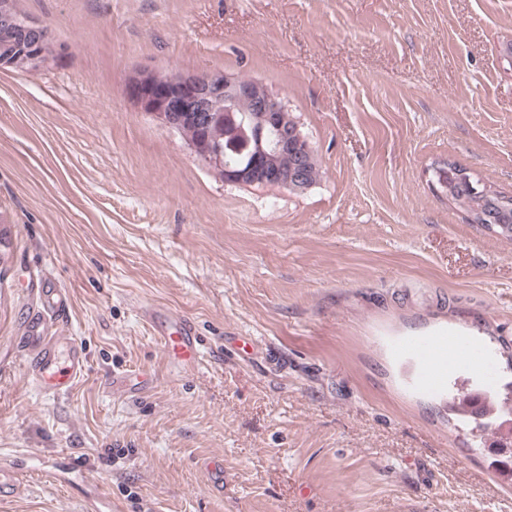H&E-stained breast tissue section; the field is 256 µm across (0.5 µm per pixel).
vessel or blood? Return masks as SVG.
Wrapping results in <instances>:
<instances>
[{
  "mask_svg": "<svg viewBox=\"0 0 512 512\" xmlns=\"http://www.w3.org/2000/svg\"><path fill=\"white\" fill-rule=\"evenodd\" d=\"M46 315L38 324L34 335L26 337L30 355V375L36 388L47 395L68 393L87 369V356L81 342L62 331L67 320L69 300L61 289L43 290ZM143 315L154 327L168 362L176 369H195L201 358V343L192 323L182 315L163 305L144 306ZM388 350L398 358L416 360L418 371L415 387L433 394L448 389V376L464 371L472 380L490 377L493 357L488 349L478 347L464 338L445 336H403L391 338ZM150 373L140 372L138 377L112 375L106 381L112 394L124 395L133 384H147ZM208 483L217 490L224 487V459L214 454L201 463Z\"/></svg>",
  "mask_w": 512,
  "mask_h": 512,
  "instance_id": "1",
  "label": "vessel or blood"
}]
</instances>
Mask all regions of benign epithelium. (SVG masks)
<instances>
[{
	"instance_id": "7a95c632",
	"label": "benign epithelium",
	"mask_w": 512,
	"mask_h": 512,
	"mask_svg": "<svg viewBox=\"0 0 512 512\" xmlns=\"http://www.w3.org/2000/svg\"><path fill=\"white\" fill-rule=\"evenodd\" d=\"M0 21L17 24L26 30L38 33L46 31V26L21 15L14 0H0ZM51 46L50 35H45L33 45L24 58V63L31 66L39 65L46 57ZM253 88L239 78L229 77L221 72H207L193 75L175 74L170 78L169 85L157 90L153 87L151 74L143 71L131 78L127 85L129 97L140 108L150 114L164 126L177 132L182 131L183 124L174 119L177 112H207L210 100L220 96L224 98L226 127L236 128V104L252 96ZM259 108L264 113V121L260 127L252 131L254 154L261 156L274 151L286 154L302 149L312 151L307 140L301 135L288 137L284 129L285 106L278 97L271 95L260 100ZM194 155L205 163L219 155V149L204 137L187 140ZM224 181L230 184H245L257 181H273L297 191L305 190L302 177L294 169L267 171L260 167L226 169Z\"/></svg>"
}]
</instances>
